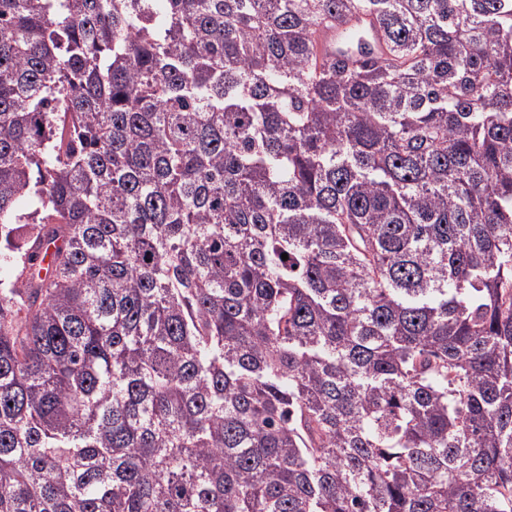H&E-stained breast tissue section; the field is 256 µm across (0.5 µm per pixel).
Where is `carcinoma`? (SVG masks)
<instances>
[{"mask_svg": "<svg viewBox=\"0 0 512 512\" xmlns=\"http://www.w3.org/2000/svg\"><path fill=\"white\" fill-rule=\"evenodd\" d=\"M0 243V512H512V0H0Z\"/></svg>", "mask_w": 512, "mask_h": 512, "instance_id": "carcinoma-1", "label": "carcinoma"}]
</instances>
